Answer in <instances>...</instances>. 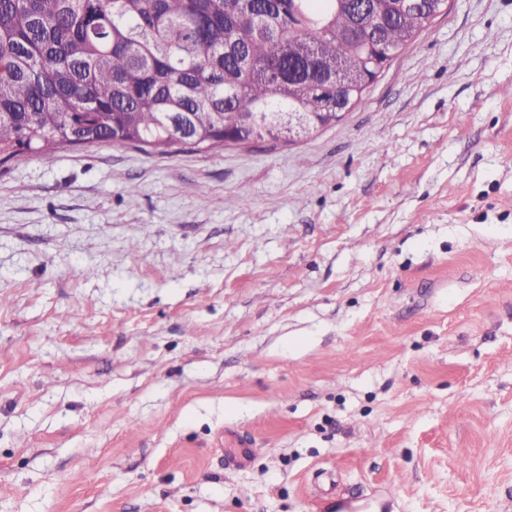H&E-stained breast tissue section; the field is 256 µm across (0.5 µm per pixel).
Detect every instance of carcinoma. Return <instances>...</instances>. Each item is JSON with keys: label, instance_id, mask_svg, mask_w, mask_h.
Masks as SVG:
<instances>
[{"label": "carcinoma", "instance_id": "carcinoma-1", "mask_svg": "<svg viewBox=\"0 0 512 512\" xmlns=\"http://www.w3.org/2000/svg\"><path fill=\"white\" fill-rule=\"evenodd\" d=\"M398 0H0V165L100 143L224 146L254 112L321 125L441 14Z\"/></svg>", "mask_w": 512, "mask_h": 512}]
</instances>
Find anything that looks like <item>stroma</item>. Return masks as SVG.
Listing matches in <instances>:
<instances>
[{
    "instance_id": "obj_1",
    "label": "stroma",
    "mask_w": 512,
    "mask_h": 512,
    "mask_svg": "<svg viewBox=\"0 0 512 512\" xmlns=\"http://www.w3.org/2000/svg\"><path fill=\"white\" fill-rule=\"evenodd\" d=\"M0 296V512H512V0L298 143L0 166Z\"/></svg>"
}]
</instances>
